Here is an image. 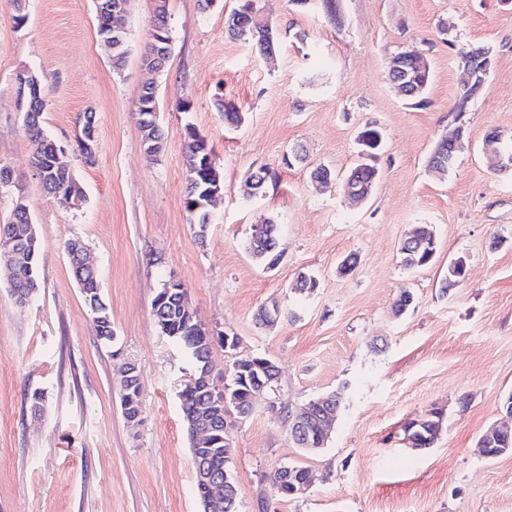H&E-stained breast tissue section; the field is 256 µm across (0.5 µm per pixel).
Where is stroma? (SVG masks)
Segmentation results:
<instances>
[{"instance_id":"stroma-1","label":"stroma","mask_w":512,"mask_h":512,"mask_svg":"<svg viewBox=\"0 0 512 512\" xmlns=\"http://www.w3.org/2000/svg\"><path fill=\"white\" fill-rule=\"evenodd\" d=\"M237 0H168L172 54L160 73L141 56L153 32L154 0H131L122 69L98 34L96 0H26L16 22L0 0V164L22 189L41 242L40 288L26 306L0 276V512H201L179 393L189 373L180 348L152 315L163 283L188 289L198 318L238 336L237 352L279 367L284 398L302 406L345 388L330 439L307 454L285 415L257 405L231 431V468L240 512H512V454H480L479 437L506 423L512 395V173L482 153L487 130L512 135V0H259L277 32L274 52L257 55L225 34ZM489 49L484 88L456 113L464 77L456 47ZM423 53L431 77L422 105L392 88L390 61ZM36 73L42 125L86 194L78 208L43 190L18 101V74ZM158 90L163 148L147 159L138 101ZM242 114L232 127L217 100ZM93 113L96 149L84 163L80 117ZM463 147L444 179L427 169L454 123ZM205 137L223 190L206 227L185 208L186 126ZM380 130L370 198L350 202L343 177L359 161V136ZM334 176L316 181V165ZM267 168L262 195L244 192L247 174ZM274 220L280 259L258 263L245 244L251 227ZM429 225L435 261L410 271L400 248ZM83 240L96 261L116 339L98 336L69 270L66 244ZM357 266L337 270L347 256ZM465 277L443 288L448 266ZM317 288L296 291L300 275ZM413 303L400 316L402 292ZM283 317L258 325L260 308ZM137 365L143 413L128 424L117 369ZM45 399L35 403L34 392ZM443 408L433 448L403 442L408 418ZM317 479L283 499L270 474L282 466Z\"/></svg>"}]
</instances>
